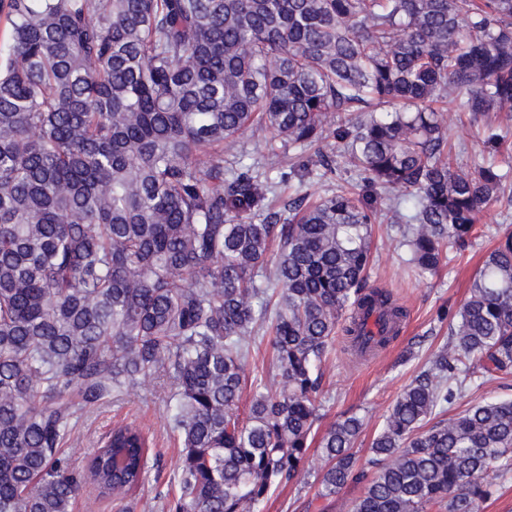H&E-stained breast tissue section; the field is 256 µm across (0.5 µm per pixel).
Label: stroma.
<instances>
[{"label":"stroma","instance_id":"stroma-1","mask_svg":"<svg viewBox=\"0 0 512 512\" xmlns=\"http://www.w3.org/2000/svg\"><path fill=\"white\" fill-rule=\"evenodd\" d=\"M449 139L460 162L475 165L486 162L481 123L469 115L447 114ZM502 171L510 172L503 194L481 216L487 234L463 257L444 262L435 274L416 275L405 250L388 240L391 231L387 213L378 216V237L372 253L369 282L391 290L408 311L403 334L385 349L363 357L352 355L344 336H337L325 364L323 382L324 416L321 427H328L341 416L355 414L363 428L355 442L357 467H365L369 448L382 417L397 396L425 367L428 359L448 338L453 317L468 294V287L485 254L495 243L498 230L512 229V153L496 156ZM415 349L410 361H402L407 349ZM168 388L149 384L145 388L103 406L91 409L77 425L71 440L70 462L82 469L88 453L98 440L121 422H136L151 442V474L133 498L135 512H161L168 494L176 490L179 441L167 429ZM323 461L320 448H310L308 475L304 482L276 491L266 512H350L362 487L350 484L336 495L318 494V474Z\"/></svg>","mask_w":512,"mask_h":512}]
</instances>
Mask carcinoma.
Segmentation results:
<instances>
[{
  "mask_svg": "<svg viewBox=\"0 0 512 512\" xmlns=\"http://www.w3.org/2000/svg\"><path fill=\"white\" fill-rule=\"evenodd\" d=\"M0 512H72L87 482L124 501L149 442L112 427L84 470L61 452L82 413L166 379L181 442L165 512H265L306 475L323 364L366 353L406 309L368 284L373 200L324 190L331 139L420 273L484 234L508 174L462 166L444 112L512 146V0H0ZM262 146V169L243 165ZM288 168L308 193L268 208ZM389 323L373 340L358 314ZM275 374L239 413L260 333ZM512 376V231L450 337L398 396L356 469V416L323 433L319 495L351 512H476L512 469V399L437 416Z\"/></svg>",
  "mask_w": 512,
  "mask_h": 512,
  "instance_id": "carcinoma-1",
  "label": "carcinoma"
}]
</instances>
